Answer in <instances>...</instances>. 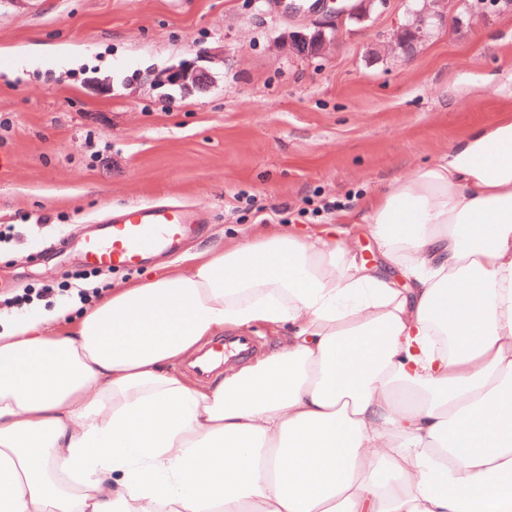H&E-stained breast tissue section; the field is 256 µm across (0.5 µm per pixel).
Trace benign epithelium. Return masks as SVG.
<instances>
[{
    "instance_id": "7a95c632",
    "label": "benign epithelium",
    "mask_w": 512,
    "mask_h": 512,
    "mask_svg": "<svg viewBox=\"0 0 512 512\" xmlns=\"http://www.w3.org/2000/svg\"><path fill=\"white\" fill-rule=\"evenodd\" d=\"M407 20L397 27L395 47L405 49L426 37L434 22L444 17L447 0H407ZM387 5V0H325L316 5L324 11L323 19L310 26H300L281 37L279 46L288 54H300L311 48L313 54L324 55L336 41L338 31L348 25L362 26L371 21ZM161 84L175 85L185 93L200 89L202 72L188 68L175 69L157 77Z\"/></svg>"
}]
</instances>
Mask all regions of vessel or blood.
<instances>
[{
    "label": "vessel or blood",
    "instance_id": "b4317fda",
    "mask_svg": "<svg viewBox=\"0 0 512 512\" xmlns=\"http://www.w3.org/2000/svg\"><path fill=\"white\" fill-rule=\"evenodd\" d=\"M201 221L196 212L178 204H130L113 212L100 232L85 237L80 252L85 265L91 268L142 265L174 247L189 228ZM259 347L253 334L225 335L223 342L196 355L192 370L197 376H210L217 361L244 362L254 357Z\"/></svg>",
    "mask_w": 512,
    "mask_h": 512
}]
</instances>
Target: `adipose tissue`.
Returning <instances> with one entry per match:
<instances>
[{
    "instance_id": "adipose-tissue-1",
    "label": "adipose tissue",
    "mask_w": 512,
    "mask_h": 512,
    "mask_svg": "<svg viewBox=\"0 0 512 512\" xmlns=\"http://www.w3.org/2000/svg\"><path fill=\"white\" fill-rule=\"evenodd\" d=\"M364 218L390 273L277 225L1 328L0 512H512V119ZM251 333L224 335L223 342L201 350L192 361L193 372L199 377H208L215 370L218 359L224 361V367L230 363H239L251 359L260 347L257 336L263 341V349L255 357L266 354L274 344L272 337L262 326H255Z\"/></svg>"
}]
</instances>
